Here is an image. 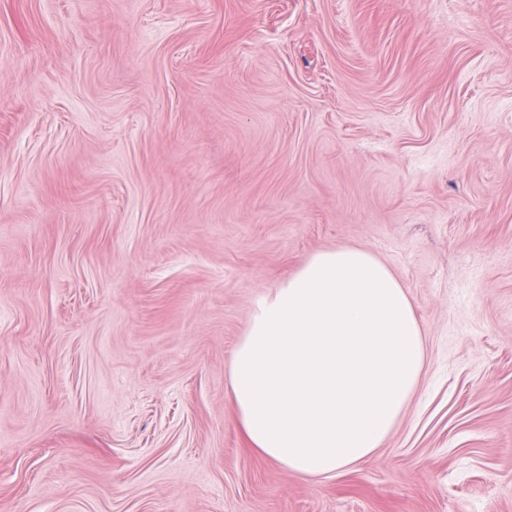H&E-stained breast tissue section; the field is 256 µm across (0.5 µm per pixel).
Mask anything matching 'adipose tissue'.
Masks as SVG:
<instances>
[{
    "mask_svg": "<svg viewBox=\"0 0 512 512\" xmlns=\"http://www.w3.org/2000/svg\"><path fill=\"white\" fill-rule=\"evenodd\" d=\"M425 346L391 269L324 249L254 303L228 368L252 448L316 480L371 458L416 393Z\"/></svg>",
    "mask_w": 512,
    "mask_h": 512,
    "instance_id": "1",
    "label": "adipose tissue"
}]
</instances>
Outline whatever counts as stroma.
<instances>
[{"label":"stroma","mask_w":512,"mask_h":512,"mask_svg":"<svg viewBox=\"0 0 512 512\" xmlns=\"http://www.w3.org/2000/svg\"><path fill=\"white\" fill-rule=\"evenodd\" d=\"M340 246L425 364L307 481L227 372ZM0 512H512V0H0Z\"/></svg>","instance_id":"obj_1"}]
</instances>
